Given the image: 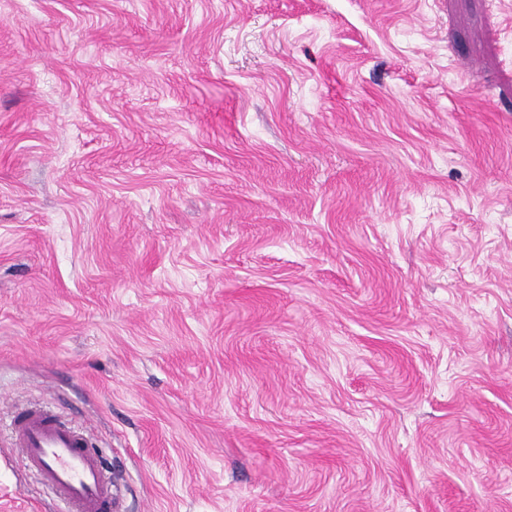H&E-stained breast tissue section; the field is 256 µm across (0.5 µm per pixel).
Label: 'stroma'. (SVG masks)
I'll return each instance as SVG.
<instances>
[{
	"instance_id": "obj_1",
	"label": "stroma",
	"mask_w": 512,
	"mask_h": 512,
	"mask_svg": "<svg viewBox=\"0 0 512 512\" xmlns=\"http://www.w3.org/2000/svg\"><path fill=\"white\" fill-rule=\"evenodd\" d=\"M122 512H512V0H0L12 413Z\"/></svg>"
}]
</instances>
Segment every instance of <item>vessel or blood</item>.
I'll use <instances>...</instances> for the list:
<instances>
[{
  "instance_id": "b4317fda",
  "label": "vessel or blood",
  "mask_w": 512,
  "mask_h": 512,
  "mask_svg": "<svg viewBox=\"0 0 512 512\" xmlns=\"http://www.w3.org/2000/svg\"><path fill=\"white\" fill-rule=\"evenodd\" d=\"M13 446L52 495L58 512H119L121 497L83 434L41 406L19 411Z\"/></svg>"
}]
</instances>
